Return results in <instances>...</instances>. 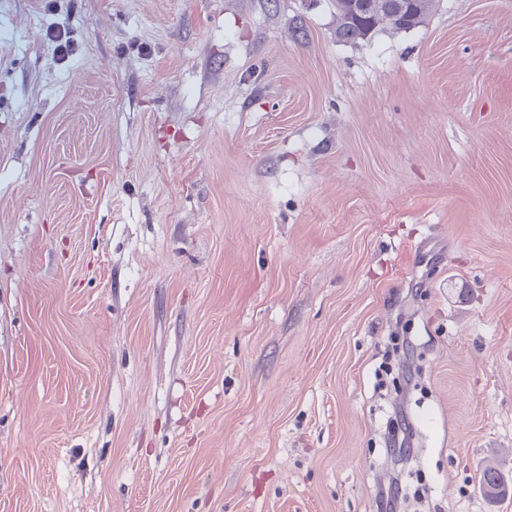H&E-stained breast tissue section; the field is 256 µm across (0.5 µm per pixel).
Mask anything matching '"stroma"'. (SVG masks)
<instances>
[{
	"label": "stroma",
	"instance_id": "35a3bbf8",
	"mask_svg": "<svg viewBox=\"0 0 512 512\" xmlns=\"http://www.w3.org/2000/svg\"><path fill=\"white\" fill-rule=\"evenodd\" d=\"M335 15L0 0V512H512V0ZM349 0H336V37L343 41L363 40L370 37L380 28H388L393 32H402L410 29L411 26H419L424 19L430 15L435 6L436 0H375L384 9L381 14L374 11H364L361 17L345 14ZM399 5L411 13L413 20L402 23L395 18L394 14L399 11ZM480 484L485 494L491 499L511 496V481L510 485H508L503 474L492 465H486L481 469Z\"/></svg>",
	"mask_w": 512,
	"mask_h": 512
}]
</instances>
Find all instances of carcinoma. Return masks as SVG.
<instances>
[{"instance_id": "carcinoma-1", "label": "carcinoma", "mask_w": 512, "mask_h": 512, "mask_svg": "<svg viewBox=\"0 0 512 512\" xmlns=\"http://www.w3.org/2000/svg\"><path fill=\"white\" fill-rule=\"evenodd\" d=\"M383 6L381 12L364 11L361 16L346 14L349 0H336V37L343 41L363 40L380 28L393 32L407 31L419 26L430 15L436 0H376ZM480 484L492 499L503 498L512 492L503 474L494 466L486 465L480 471Z\"/></svg>"}]
</instances>
